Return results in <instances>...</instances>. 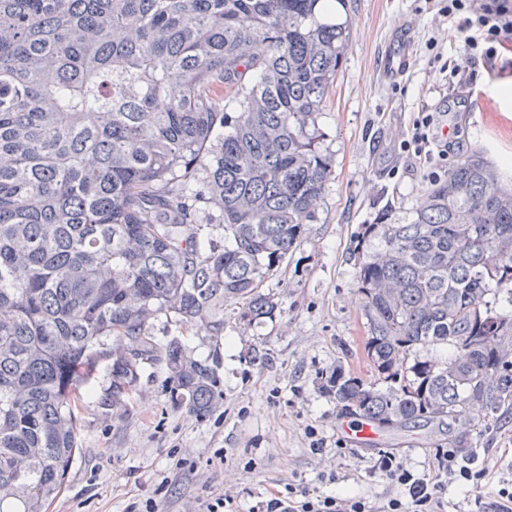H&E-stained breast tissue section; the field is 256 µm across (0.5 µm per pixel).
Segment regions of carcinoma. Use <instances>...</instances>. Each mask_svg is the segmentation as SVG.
Wrapping results in <instances>:
<instances>
[{"instance_id":"obj_1","label":"carcinoma","mask_w":512,"mask_h":512,"mask_svg":"<svg viewBox=\"0 0 512 512\" xmlns=\"http://www.w3.org/2000/svg\"><path fill=\"white\" fill-rule=\"evenodd\" d=\"M333 0H0V512H49L103 361L120 415L147 365L204 419L219 356L155 341L161 316L276 317L266 287L332 168L317 116L349 22ZM223 233L201 244V215ZM351 255L378 379L336 403L380 428L512 408V177L476 152L389 208Z\"/></svg>"}]
</instances>
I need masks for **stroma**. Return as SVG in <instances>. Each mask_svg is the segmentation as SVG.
Returning a JSON list of instances; mask_svg holds the SVG:
<instances>
[{
  "label": "stroma",
  "mask_w": 512,
  "mask_h": 512,
  "mask_svg": "<svg viewBox=\"0 0 512 512\" xmlns=\"http://www.w3.org/2000/svg\"><path fill=\"white\" fill-rule=\"evenodd\" d=\"M336 19L349 23L350 38L317 118L332 172L315 220L271 284L276 319L249 328L226 311L217 342L206 328L154 321L158 342L175 338L195 358L219 357L223 397L203 420L175 404L167 372L153 365L143 369L122 415L105 411L99 401L112 376L109 363H100L77 412L80 451L50 512H124L129 499L151 497L164 477L169 486L162 512H184L211 490L232 495L240 512H248L274 483L294 479L375 504L397 492L368 472L383 451L418 474L431 472L440 448L486 463L490 479L483 485H448L447 512H472L476 499H493L500 482L512 480V414L464 428L382 429L372 444L354 445L344 431L351 415L323 386L339 368L369 382L376 378L364 351L366 320L351 246L361 225L376 223L388 202L409 216L428 188L422 168L399 146L416 113L440 101L430 44L462 49L455 25L426 9L424 0H346L337 5ZM403 36L411 43V68L397 80L385 79L382 54ZM468 69L477 80L455 114L464 150L512 166V80L488 79L479 61ZM252 346L267 352L264 364L244 359ZM315 437L325 443L324 453L311 451ZM219 450L224 464L216 468L210 461ZM179 455L196 464L195 473L177 474ZM329 472L335 482L323 481Z\"/></svg>",
  "instance_id": "35a3bbf8"
}]
</instances>
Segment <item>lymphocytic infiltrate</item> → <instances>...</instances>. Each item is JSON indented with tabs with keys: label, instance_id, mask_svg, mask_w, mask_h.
<instances>
[{
	"label": "lymphocytic infiltrate",
	"instance_id": "1",
	"mask_svg": "<svg viewBox=\"0 0 512 512\" xmlns=\"http://www.w3.org/2000/svg\"><path fill=\"white\" fill-rule=\"evenodd\" d=\"M440 16L454 19L470 58L483 59L487 67L497 65L502 48L512 43V0H437ZM446 114L422 109L413 122L410 139L400 149L415 158L432 157L425 174L429 182L441 180L448 172V156L460 147L459 138L441 135ZM434 477H418L389 453L380 454L372 469L385 476L402 495L388 497L377 506L357 496L323 495L300 483L288 482L259 498L249 512H444L442 494L447 485H477L487 475L486 468L459 458L455 449L436 453Z\"/></svg>",
	"mask_w": 512,
	"mask_h": 512
}]
</instances>
